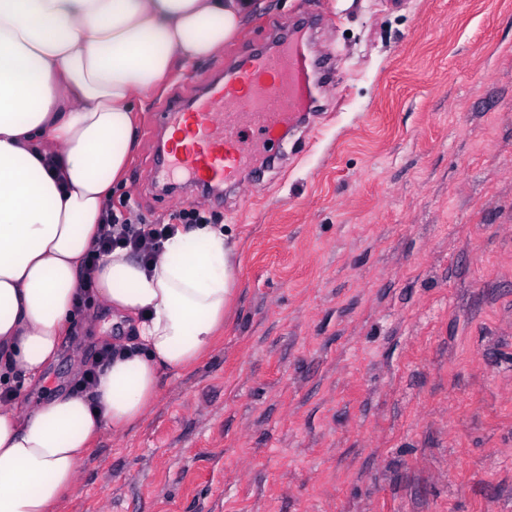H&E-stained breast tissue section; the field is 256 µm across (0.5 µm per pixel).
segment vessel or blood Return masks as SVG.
<instances>
[{"label": "vessel or blood", "instance_id": "b4317fda", "mask_svg": "<svg viewBox=\"0 0 512 512\" xmlns=\"http://www.w3.org/2000/svg\"><path fill=\"white\" fill-rule=\"evenodd\" d=\"M333 62L313 56L306 30L266 51L249 54L222 80L207 81L191 107L172 101L156 113L157 127L179 130L155 166L157 182L175 176L203 189L236 181L254 153L275 144L280 128L312 111Z\"/></svg>", "mask_w": 512, "mask_h": 512}]
</instances>
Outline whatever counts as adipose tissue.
<instances>
[{
  "label": "adipose tissue",
  "instance_id": "obj_1",
  "mask_svg": "<svg viewBox=\"0 0 512 512\" xmlns=\"http://www.w3.org/2000/svg\"><path fill=\"white\" fill-rule=\"evenodd\" d=\"M256 0H0V379H39L74 317L81 260L132 158L135 109L178 62L231 40ZM235 251L177 229L152 266L117 250L97 297L131 348L92 395L0 405V512H57L92 436L139 422L161 371L194 365L224 326Z\"/></svg>",
  "mask_w": 512,
  "mask_h": 512
}]
</instances>
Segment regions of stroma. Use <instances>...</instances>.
Returning a JSON list of instances; mask_svg holds the SVG:
<instances>
[{"mask_svg":"<svg viewBox=\"0 0 512 512\" xmlns=\"http://www.w3.org/2000/svg\"><path fill=\"white\" fill-rule=\"evenodd\" d=\"M305 13L334 90L207 209L237 254L224 328L94 437L58 512H512V0H262L142 98L119 196L192 207L151 188L154 113ZM129 334L96 306L24 396Z\"/></svg>","mask_w":512,"mask_h":512,"instance_id":"35a3bbf8","label":"stroma"}]
</instances>
